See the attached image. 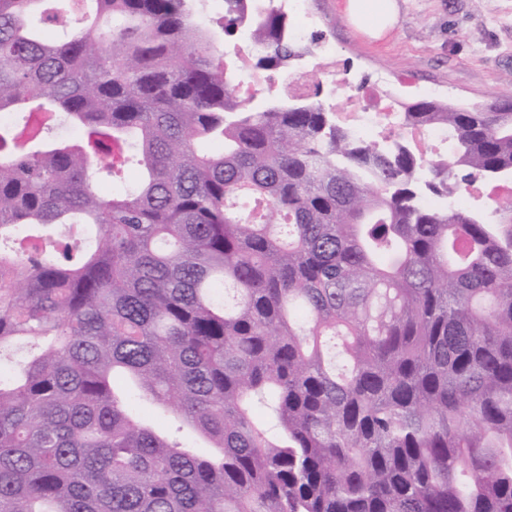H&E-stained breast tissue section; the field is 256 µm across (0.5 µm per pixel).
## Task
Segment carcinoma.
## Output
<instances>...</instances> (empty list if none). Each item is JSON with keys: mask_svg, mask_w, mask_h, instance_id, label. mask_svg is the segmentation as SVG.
Wrapping results in <instances>:
<instances>
[{"mask_svg": "<svg viewBox=\"0 0 512 512\" xmlns=\"http://www.w3.org/2000/svg\"><path fill=\"white\" fill-rule=\"evenodd\" d=\"M192 2L0 0V512H512V208L423 203L512 174V102L357 142L239 94L242 34L309 51L278 0ZM414 140L423 148H427L429 144L440 146L450 151V139L448 131L442 128H426L413 133Z\"/></svg>", "mask_w": 512, "mask_h": 512, "instance_id": "carcinoma-1", "label": "carcinoma"}]
</instances>
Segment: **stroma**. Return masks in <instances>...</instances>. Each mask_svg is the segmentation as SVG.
<instances>
[{
    "label": "stroma",
    "mask_w": 512,
    "mask_h": 512,
    "mask_svg": "<svg viewBox=\"0 0 512 512\" xmlns=\"http://www.w3.org/2000/svg\"><path fill=\"white\" fill-rule=\"evenodd\" d=\"M394 35L371 43L353 31L342 0H308L315 32L336 51L339 77L378 83L394 103L457 104L512 95V0H398Z\"/></svg>",
    "instance_id": "1"
}]
</instances>
